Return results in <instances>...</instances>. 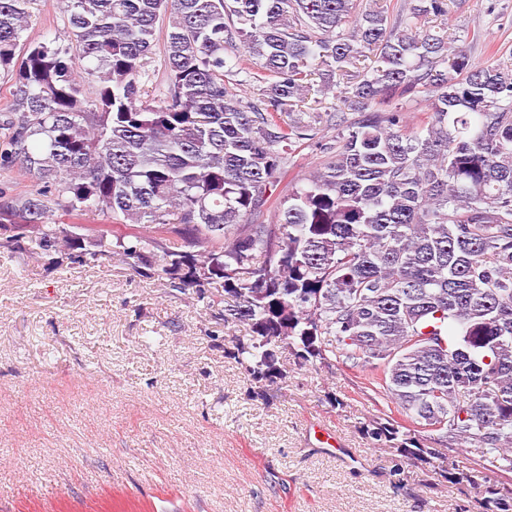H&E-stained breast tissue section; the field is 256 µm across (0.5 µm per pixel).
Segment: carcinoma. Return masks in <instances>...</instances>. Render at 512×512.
<instances>
[{
  "label": "carcinoma",
  "mask_w": 512,
  "mask_h": 512,
  "mask_svg": "<svg viewBox=\"0 0 512 512\" xmlns=\"http://www.w3.org/2000/svg\"><path fill=\"white\" fill-rule=\"evenodd\" d=\"M34 0H0V236L39 256L118 258L179 292L227 295L249 327L230 355L256 382L303 363L370 365L407 420L477 442L512 474V69L477 65L432 32L454 0H67L61 38L27 41ZM167 91L148 83L157 27ZM380 66L352 73L365 53ZM352 77L366 113L327 147L302 187L273 201L313 127L318 72ZM260 93L243 102L240 73ZM424 93L409 124L395 99ZM58 210L69 224L47 223ZM271 210L274 221L254 223ZM87 215L101 224H80ZM393 418L375 441L404 459L432 449ZM483 512H512L497 489ZM33 184L30 177L23 175L18 167L11 170H0V188L12 193H20L31 189Z\"/></svg>",
  "instance_id": "cac0c4a2"
}]
</instances>
